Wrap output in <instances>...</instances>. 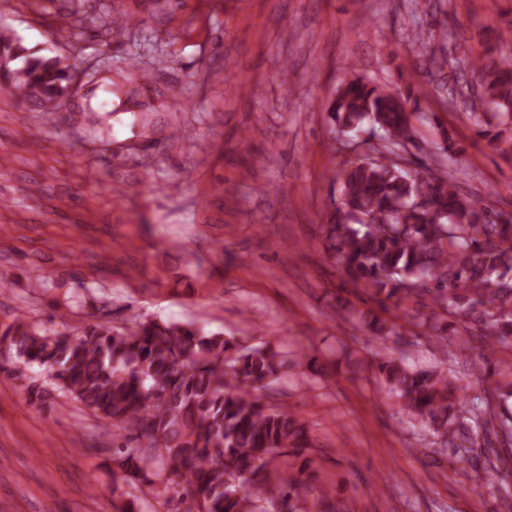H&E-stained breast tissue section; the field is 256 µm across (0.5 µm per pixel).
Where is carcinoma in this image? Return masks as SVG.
Listing matches in <instances>:
<instances>
[{"label": "carcinoma", "mask_w": 512, "mask_h": 512, "mask_svg": "<svg viewBox=\"0 0 512 512\" xmlns=\"http://www.w3.org/2000/svg\"><path fill=\"white\" fill-rule=\"evenodd\" d=\"M5 51L24 57L9 73L13 88L25 86L26 99L52 111L65 89L60 59L24 56L18 45ZM464 69L492 117L512 119V57L489 53ZM331 116L342 129L372 123L383 145L338 171L340 199L323 228L326 258L371 290L383 311L415 298L435 319L454 316L463 329L512 345V215L489 220L443 164L403 169L399 158L417 133L414 112L375 82L341 83ZM358 319L374 337L397 329L361 310ZM417 325L439 361L421 367L398 357L378 365L403 409L452 447L479 430L512 437V417L494 409L497 388L486 387L478 411H460V379L444 368L447 339L428 332L425 320ZM0 362L15 374L23 364L50 368L59 393L119 432L113 463L126 483L186 500L188 512H268L277 500L298 498L309 477L307 425L257 395L279 383L284 369L317 365L303 350L290 356L267 342L240 344L193 323L140 320L118 332L87 319L59 330L16 315L0 323Z\"/></svg>", "instance_id": "1"}]
</instances>
